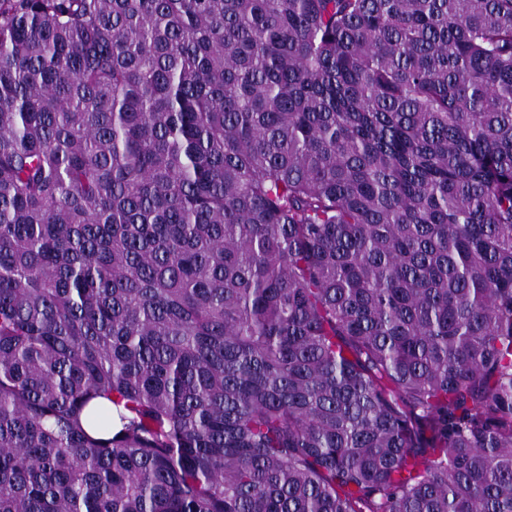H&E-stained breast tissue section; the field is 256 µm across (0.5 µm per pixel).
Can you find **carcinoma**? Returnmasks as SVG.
<instances>
[{"mask_svg": "<svg viewBox=\"0 0 512 512\" xmlns=\"http://www.w3.org/2000/svg\"><path fill=\"white\" fill-rule=\"evenodd\" d=\"M0 512H512V0H0Z\"/></svg>", "mask_w": 512, "mask_h": 512, "instance_id": "cac0c4a2", "label": "carcinoma"}]
</instances>
